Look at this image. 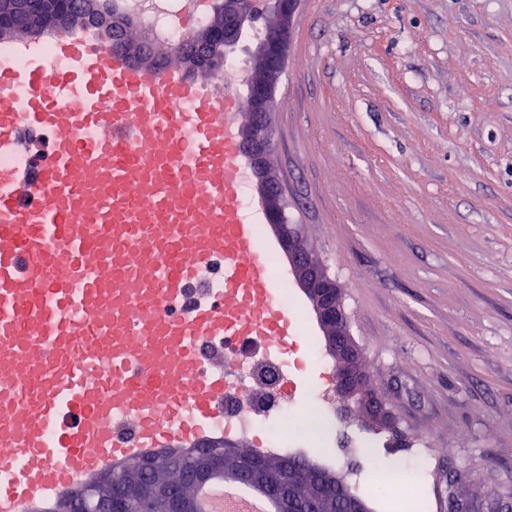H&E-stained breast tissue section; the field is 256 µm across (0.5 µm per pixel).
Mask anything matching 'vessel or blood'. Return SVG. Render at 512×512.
Masks as SVG:
<instances>
[{
    "instance_id": "obj_1",
    "label": "vessel or blood",
    "mask_w": 512,
    "mask_h": 512,
    "mask_svg": "<svg viewBox=\"0 0 512 512\" xmlns=\"http://www.w3.org/2000/svg\"><path fill=\"white\" fill-rule=\"evenodd\" d=\"M69 69L17 76L0 42V512H42L164 448L213 442L224 358L287 348L257 224L244 211L238 113L181 66L135 64L104 33L55 35Z\"/></svg>"
}]
</instances>
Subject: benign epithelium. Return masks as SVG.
<instances>
[{
  "instance_id": "benign-epithelium-1",
  "label": "benign epithelium",
  "mask_w": 512,
  "mask_h": 512,
  "mask_svg": "<svg viewBox=\"0 0 512 512\" xmlns=\"http://www.w3.org/2000/svg\"><path fill=\"white\" fill-rule=\"evenodd\" d=\"M299 3L300 0H262L263 7L259 8L253 0H220L224 30L204 29L189 45L170 44L161 55H140L138 59L156 63L164 55H183L193 62L201 61L202 74L214 75L223 69V55L209 51L211 44L222 39L227 52L243 34L255 28L257 17H272L257 38L259 69L246 79L249 120L239 134L240 152L256 173L257 192L266 221L275 230L288 255L290 274L308 300L322 333L325 352L334 362L336 402L346 410H358L369 424L383 429L390 424V411L360 366L361 348L351 334L341 289L304 244L299 225L288 215L281 181L267 165L273 150L274 90L287 69L292 20ZM97 16L98 20L90 26L107 34L112 52L135 57L132 46L117 33L121 25L112 19V14L99 11ZM78 24V15L60 11L56 0H0V39L32 40L49 27L57 32H67ZM226 452L228 449L223 446L214 445L194 454L203 462L204 468L190 473L191 478L203 484L222 474L226 482L248 483L255 491L265 492L270 478L238 468H224ZM159 492L169 500L170 512H195L184 495L166 486L145 484L138 489L139 497L144 501L151 500ZM122 499L119 485L112 475L107 474L79 489L71 500L61 504L59 512H116Z\"/></svg>"
}]
</instances>
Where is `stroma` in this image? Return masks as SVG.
<instances>
[{"label": "stroma", "mask_w": 512, "mask_h": 512, "mask_svg": "<svg viewBox=\"0 0 512 512\" xmlns=\"http://www.w3.org/2000/svg\"><path fill=\"white\" fill-rule=\"evenodd\" d=\"M273 119L269 164L396 420L346 416L353 447L303 454L384 512L378 472L422 442L423 512L452 491L488 512L512 489V0H301ZM276 271L306 411L325 350L285 253Z\"/></svg>", "instance_id": "1"}]
</instances>
